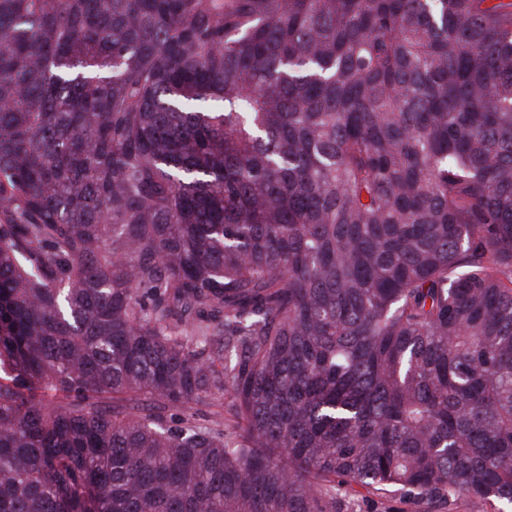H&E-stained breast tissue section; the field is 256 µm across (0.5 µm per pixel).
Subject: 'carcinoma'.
I'll return each mask as SVG.
<instances>
[{
    "instance_id": "1",
    "label": "carcinoma",
    "mask_w": 512,
    "mask_h": 512,
    "mask_svg": "<svg viewBox=\"0 0 512 512\" xmlns=\"http://www.w3.org/2000/svg\"><path fill=\"white\" fill-rule=\"evenodd\" d=\"M360 489L512 505V0H0V512Z\"/></svg>"
}]
</instances>
